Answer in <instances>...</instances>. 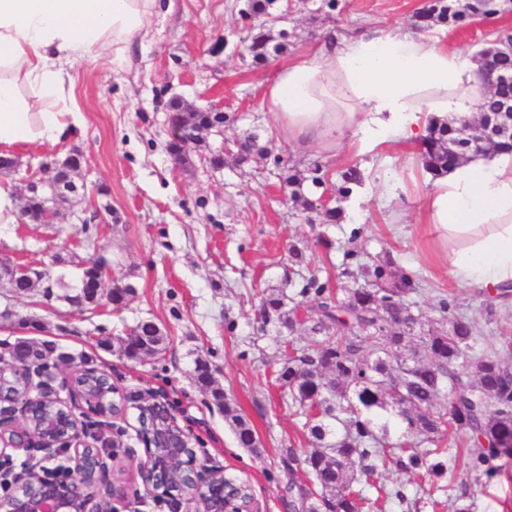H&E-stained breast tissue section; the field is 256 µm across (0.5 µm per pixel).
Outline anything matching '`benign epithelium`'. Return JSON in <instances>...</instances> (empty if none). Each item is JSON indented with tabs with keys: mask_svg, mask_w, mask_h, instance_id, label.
I'll use <instances>...</instances> for the list:
<instances>
[{
	"mask_svg": "<svg viewBox=\"0 0 512 512\" xmlns=\"http://www.w3.org/2000/svg\"><path fill=\"white\" fill-rule=\"evenodd\" d=\"M491 57H483L481 75L483 82L496 89L512 85V73L503 72L490 65ZM464 146L479 150L495 136L494 125L477 130L468 120L463 121ZM64 164L44 170L42 185L46 194L56 197L76 191L74 185L58 182L54 174ZM23 278L33 284L44 279L41 270L32 266L13 264L0 270V287L8 288L13 281ZM64 373L61 386L70 391L71 401L84 405L82 418L70 414L66 421L46 423L47 435H32L25 423L32 405L36 402H64L57 388L52 385L53 374ZM75 368L69 363H45L37 360L16 361L8 367L0 366V384L10 381L26 387L25 394L10 401L0 398V458L23 451L28 466L14 472L9 479L10 488L0 496V512H113L107 507L108 499L117 495L122 499L142 502L146 497L168 499L177 509L185 512H232L228 507L227 489L220 474L202 464L194 452L197 439L178 422L176 410L165 396L152 391H133L121 394V416L128 411L137 413L140 429L136 436L144 445L145 459L136 463V478L119 487L108 486L110 463L128 456V449L120 437L121 430L109 422L119 415L96 406V402L83 393L70 389ZM52 458L58 453L73 463L66 479L56 474L38 472L36 453ZM190 473L196 486V496L189 497L181 486L170 481L172 471Z\"/></svg>",
	"mask_w": 512,
	"mask_h": 512,
	"instance_id": "7a95c632",
	"label": "benign epithelium"
}]
</instances>
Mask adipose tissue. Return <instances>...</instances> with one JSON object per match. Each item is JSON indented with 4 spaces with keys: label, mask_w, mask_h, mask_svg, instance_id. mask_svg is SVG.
Instances as JSON below:
<instances>
[{
    "label": "adipose tissue",
    "mask_w": 512,
    "mask_h": 512,
    "mask_svg": "<svg viewBox=\"0 0 512 512\" xmlns=\"http://www.w3.org/2000/svg\"><path fill=\"white\" fill-rule=\"evenodd\" d=\"M154 0H0V145L57 143L81 117L52 110L72 90L70 65L97 64L105 40L131 45ZM477 63L427 29L396 26L327 37L260 86L261 104L289 139L328 147L351 132L362 152L418 145L430 117L477 112ZM36 88L23 100L14 75ZM426 221L449 276L471 291L512 287V154L490 152L436 177Z\"/></svg>",
    "instance_id": "1"
}]
</instances>
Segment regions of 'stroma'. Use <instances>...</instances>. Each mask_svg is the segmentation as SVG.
Instances as JSON below:
<instances>
[{"instance_id":"obj_1","label":"stroma","mask_w":512,"mask_h":512,"mask_svg":"<svg viewBox=\"0 0 512 512\" xmlns=\"http://www.w3.org/2000/svg\"><path fill=\"white\" fill-rule=\"evenodd\" d=\"M243 3L158 0L148 26L121 63L105 58L94 68H71L74 92L56 104L61 111L84 115L71 139L10 147L20 166L0 174L1 184H18L77 150L86 159L81 172L85 188L80 204L63 210L57 223L0 225V260L73 275L79 265L101 257L111 278L133 291L121 308L103 302L80 310L43 288L22 296L0 288V312L11 314L0 320V343L21 337L44 340L65 356L84 353L91 368L108 374L120 390L167 395L179 423L197 437L201 461L248 484L257 512H290L281 451L307 442L276 382V338L255 328L261 291L288 276L289 244L301 242L314 268L333 277L351 228L360 226L364 250L390 251L399 265L419 276L423 291L410 300L426 324L437 319L436 305L443 298L487 336L512 333V311L498 309L496 320H489L481 298L450 280L425 222L428 174L419 156L392 148L376 157L363 155L347 134L327 151L317 145L303 148L276 131L272 115L261 105L260 85L285 56L308 51L330 31L343 36L414 26L425 0H343L337 17L321 11V0H294L282 24L288 33L286 55L271 57L258 68L236 51L246 35L239 14ZM502 29L512 30V11L449 28L448 46L475 57ZM177 99L237 113L239 120L225 128L224 139L256 127L270 148L292 164L320 156L335 174L359 166L364 185L344 202L345 220L306 223L280 193L275 175L260 164L240 168L229 157L219 168L198 161L190 170H175L167 151V115ZM390 196L403 208V222L389 221ZM107 204L117 223H93ZM323 234L333 240L332 251L320 247ZM143 320L167 334V349L160 356L129 361L102 343V335H125ZM198 358L213 368L219 387L250 421L258 452L239 446L223 409L197 387Z\"/></svg>"}]
</instances>
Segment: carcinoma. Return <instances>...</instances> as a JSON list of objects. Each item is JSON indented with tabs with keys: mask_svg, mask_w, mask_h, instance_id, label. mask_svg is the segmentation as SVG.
<instances>
[{
	"mask_svg": "<svg viewBox=\"0 0 512 512\" xmlns=\"http://www.w3.org/2000/svg\"><path fill=\"white\" fill-rule=\"evenodd\" d=\"M279 8L278 0H246L249 28L243 49L253 66L287 49L271 35ZM499 13L497 0H467L463 12L448 8L444 0H431L418 12V25L458 26L470 17L489 19ZM179 116L183 136L169 142L168 150L186 166L192 165L191 152L205 145L196 138L199 129L230 127L238 121L229 112ZM460 124L459 118H429L420 142L426 172L437 177L459 163L454 143ZM256 159L277 171L302 213L316 214L323 224L340 223L343 209L319 210L318 194L332 188L343 201L363 185L355 165L339 173L334 187L320 157L301 170L289 167L257 131H247L236 164L243 167ZM362 233L361 227L351 230V247L344 250L337 275L340 284L313 271L304 248L292 244L289 261L302 271L300 279L288 281L291 293L273 287L260 300L261 331H273L291 347V352L281 353L279 381L289 409L303 419L309 435L310 448L283 449L288 475L298 466L309 478L300 484L288 481L292 512H378L377 500L364 493L363 485L382 469L451 485L472 476L487 485L512 461V363L504 356L512 349V338L480 335L472 320L450 312L445 299L438 302L436 325L426 326L407 302L409 295L421 291L415 275L397 266L389 252L371 255L358 247ZM106 284L108 300L122 305L130 287L110 279ZM301 304L310 310L303 324L296 317ZM300 333L308 339L304 346L295 343ZM112 347L131 361L154 357L165 350L164 333L158 324L142 321L127 336L113 337ZM47 353L44 345L31 340L9 346V354L16 356L42 358ZM194 379L224 410L239 445L257 452L249 420L224 390L205 373H195ZM75 384L96 399L107 391L106 380L94 374L78 376ZM394 424L402 428L397 440L391 437ZM450 432L463 436L474 450L464 456L449 452L444 438Z\"/></svg>",
	"mask_w": 512,
	"mask_h": 512,
	"instance_id": "obj_1",
	"label": "carcinoma"
}]
</instances>
